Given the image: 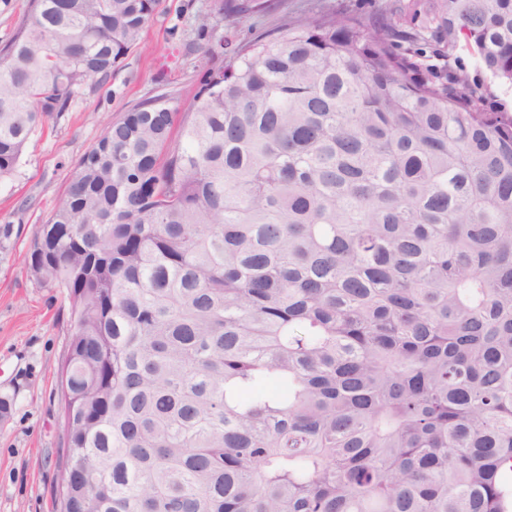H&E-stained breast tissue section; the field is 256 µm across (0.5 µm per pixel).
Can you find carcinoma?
<instances>
[{
  "label": "carcinoma",
  "mask_w": 512,
  "mask_h": 512,
  "mask_svg": "<svg viewBox=\"0 0 512 512\" xmlns=\"http://www.w3.org/2000/svg\"><path fill=\"white\" fill-rule=\"evenodd\" d=\"M160 3L30 0L0 180ZM404 11L287 23L81 158L26 253L77 324L60 512H512V113L450 65L512 87V0ZM452 67L459 73L467 74L470 80L484 85L482 92L485 96V104L497 103L512 113V91L507 92L501 84L493 80L490 74L483 68H480L470 52L467 50H457L450 60Z\"/></svg>",
  "instance_id": "obj_1"
}]
</instances>
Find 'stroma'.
<instances>
[{"mask_svg": "<svg viewBox=\"0 0 512 512\" xmlns=\"http://www.w3.org/2000/svg\"><path fill=\"white\" fill-rule=\"evenodd\" d=\"M406 0H269L259 15L221 16L218 0H162L160 10L124 67L107 82L89 80L69 112L33 136L11 178L0 181V512H56L64 440L60 370L75 332L66 294L38 284L24 255L36 225L45 223L80 158L105 123L131 104L170 93L188 109L209 68L228 64L235 51L278 34L287 20L336 11L367 20H397ZM210 15L199 31L197 15ZM452 67L481 83L486 102L512 113V92L465 50Z\"/></svg>", "mask_w": 512, "mask_h": 512, "instance_id": "1", "label": "stroma"}]
</instances>
